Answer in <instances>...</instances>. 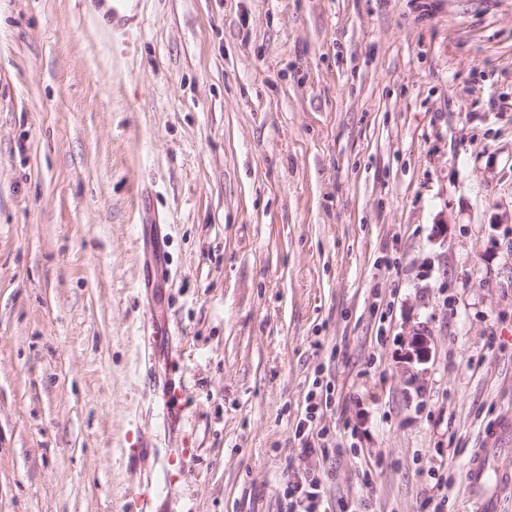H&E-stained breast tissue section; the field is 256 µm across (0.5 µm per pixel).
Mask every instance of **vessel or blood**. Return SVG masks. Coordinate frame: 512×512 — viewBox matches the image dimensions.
Masks as SVG:
<instances>
[{
	"label": "vessel or blood",
	"mask_w": 512,
	"mask_h": 512,
	"mask_svg": "<svg viewBox=\"0 0 512 512\" xmlns=\"http://www.w3.org/2000/svg\"><path fill=\"white\" fill-rule=\"evenodd\" d=\"M179 394V388L171 384L163 396L162 420L165 428L171 431L177 430L184 420L176 405ZM490 440L491 447L477 449L464 471V481L477 512H500L502 500L512 496V472L492 465L497 447L512 440V423L501 422ZM191 455L192 451L188 448H171L161 455L157 478L164 483L168 495L177 492L178 479L173 472L174 466H185Z\"/></svg>",
	"instance_id": "1"
}]
</instances>
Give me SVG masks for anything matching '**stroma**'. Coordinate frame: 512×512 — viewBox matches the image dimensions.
Returning <instances> with one entry per match:
<instances>
[{
  "instance_id": "obj_1",
  "label": "stroma",
  "mask_w": 512,
  "mask_h": 512,
  "mask_svg": "<svg viewBox=\"0 0 512 512\" xmlns=\"http://www.w3.org/2000/svg\"><path fill=\"white\" fill-rule=\"evenodd\" d=\"M100 13L0 0V512H125L157 448L194 449L192 512H288L294 478L475 512L512 420V0ZM180 391L181 383H179L178 388H176L175 384L170 383L163 396L162 420L169 432L177 430L184 421L183 414L180 413L179 408L175 405V400L179 398ZM307 402L305 419L297 423L296 433L301 437L304 447L309 448L311 447L309 436L311 434L312 438L313 435L312 421L316 419V414L322 409L323 393L310 390L307 394ZM511 448H478L464 471V481L476 512H500L501 501L512 496V472L492 466V458Z\"/></svg>"
}]
</instances>
